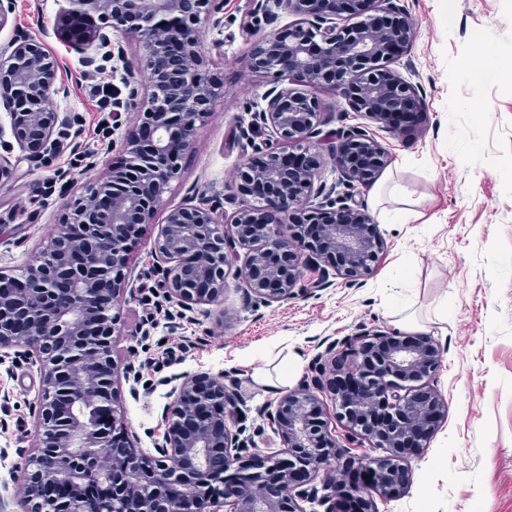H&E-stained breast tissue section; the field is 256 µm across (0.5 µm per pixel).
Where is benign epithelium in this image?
I'll return each mask as SVG.
<instances>
[{
    "instance_id": "7a95c632",
    "label": "benign epithelium",
    "mask_w": 512,
    "mask_h": 512,
    "mask_svg": "<svg viewBox=\"0 0 512 512\" xmlns=\"http://www.w3.org/2000/svg\"><path fill=\"white\" fill-rule=\"evenodd\" d=\"M68 2V44L85 67L124 58L116 36L133 35L150 92L144 98L134 78L125 82L112 117L135 111L140 123L121 143L120 167L80 195L62 190L59 231L20 272L0 270V359L35 366L42 378L35 444L15 449L20 512H337L349 495L374 512L370 490L404 492L409 458L445 415L430 384L441 347L427 334L363 328L320 340L310 379L259 408L277 448H250L230 426L242 384L222 371L162 380L170 386L163 438L151 450L131 440L113 406L114 300L136 293L132 248L219 97L206 76L202 24L224 27V0ZM278 10L298 20L265 31ZM241 24L250 68L268 86L264 105L238 125L252 155L224 197L170 208L151 244L159 287L150 293L176 303L180 321L210 317L201 305L224 302L232 270L253 312L316 297L336 276L361 285L384 253L357 200L392 161L376 131L396 134L394 115L411 130L425 117L421 85L393 68L415 34L396 0H249ZM48 36L46 28L16 33L0 47V111L11 137L0 126V186L23 159L82 149L78 116L57 105L68 89ZM322 89L340 99L339 111L316 95ZM328 162L337 174L330 184L321 179ZM338 469L378 478L342 487Z\"/></svg>"
}]
</instances>
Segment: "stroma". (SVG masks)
Listing matches in <instances>:
<instances>
[{
	"label": "stroma",
	"mask_w": 512,
	"mask_h": 512,
	"mask_svg": "<svg viewBox=\"0 0 512 512\" xmlns=\"http://www.w3.org/2000/svg\"><path fill=\"white\" fill-rule=\"evenodd\" d=\"M416 22L406 57L426 93V120L419 131L388 138L393 161L385 173L409 192L406 224H380L386 251L376 274L359 288L344 282L318 298L276 303L253 314L229 276L224 316L173 331L163 312L136 296L114 308L118 365H143L145 378L230 371L245 382L235 425L256 447L279 440L265 429L257 407L276 387L258 383L256 369L270 376L294 359L309 363L315 338L342 337L358 326L390 328L391 309L414 311L425 334L439 341L442 366L434 381L448 415L428 448L409 463L406 493L375 498L376 512H512V0H402ZM67 0H12L0 47L13 33H37L39 22L66 30ZM248 0H225L224 25L204 26L203 50L210 84L219 97L194 142L164 206L134 249L133 275L152 264L151 243L169 208L195 192L223 191L251 154L236 126L248 106L261 104L266 86L247 63L248 40L240 20ZM125 61L101 62L86 72L79 54L50 37L61 58L60 77L70 94L61 109L77 113L84 154L65 152L21 162L13 182L0 187V269L19 270L56 232L60 218V172L73 190L120 165L118 148L138 123L122 115L103 135L97 89L124 86L127 65L138 64L135 36L121 40ZM485 52L499 74L462 70L465 53ZM39 371L0 362V448H25L37 417L31 404L41 391ZM115 400L141 447L162 439L168 403L159 386L133 399L118 380Z\"/></svg>",
	"instance_id": "1"
}]
</instances>
